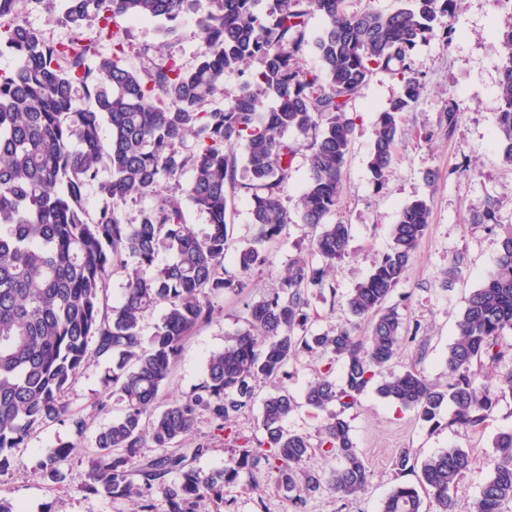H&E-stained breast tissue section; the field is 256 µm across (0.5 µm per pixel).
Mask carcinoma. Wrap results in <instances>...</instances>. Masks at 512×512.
<instances>
[{"mask_svg": "<svg viewBox=\"0 0 512 512\" xmlns=\"http://www.w3.org/2000/svg\"><path fill=\"white\" fill-rule=\"evenodd\" d=\"M346 0H211L198 19L203 49L193 69L169 61L143 70L123 64L127 33L118 21L153 20L158 32L175 33L194 13L196 0H47L50 15L72 37L50 44L15 10L17 0H0V54L9 51L17 67L0 73V474L11 466L7 451L24 446L38 428L68 415L65 393L90 358L107 365L106 394L122 414L95 436L89 489L107 496L142 497L130 480L139 464L145 486L162 484L164 509L148 498L139 512H197L206 498L224 501V487L260 467L278 475L292 512L321 487L304 464L314 448L334 456L329 489L342 499L364 492L370 471L355 448L348 422L331 416L317 442L286 427L297 401L281 388L262 401L260 435L240 438L239 415L253 409L254 382L282 381L288 363L302 353L342 363L341 381L320 371L304 392L318 410L356 405L372 389L432 426L444 403L454 406L448 425L478 429L512 394V376L496 389L476 381L473 367L504 356L502 337L512 329V231L502 240L495 268L466 301L457 334L448 346V383L438 385L413 368L382 376L396 358L404 318L387 300L408 271L428 227L429 207L417 199L405 205L393 225L389 250L347 299L350 313L368 323V334L340 326L326 333L309 329L313 289H322L326 268L345 257L351 225L330 224L339 203L344 167L355 132L349 104L377 71L397 79L399 95L378 113L368 170L375 185L387 180L398 140V117L417 101L422 76L411 66L420 45L452 44L460 0H403L382 12L373 7L350 13ZM323 20L312 36L310 18ZM112 42V55L95 52L84 32ZM503 48L496 96L498 144L512 165V27L500 36ZM311 51L316 68L298 59ZM251 59L248 74L225 107H210L224 73ZM273 105L266 107L264 100ZM110 136H102L103 127ZM307 139L308 177L298 198L301 223L316 230L312 255L293 260L279 288L245 303L246 326L228 337L206 360V379L185 397L158 408L159 399L184 342L214 318L212 298L269 260L270 245L294 222L281 193L299 149L288 134ZM243 147L249 182L238 184L234 148ZM108 177L99 180L101 169ZM192 171L186 193L208 216L198 236L177 201L158 193L166 180ZM99 181L101 203L89 212L84 185ZM246 193L255 233L237 251L236 282L224 279L228 251L226 213L235 207L232 190ZM155 196L139 218L126 222L120 205ZM500 201L487 197L476 223L500 222ZM171 255L155 265L159 251ZM125 277L121 300L106 303V282ZM163 313L151 335L143 325L157 307ZM207 417L224 435L242 440L224 468L203 474L173 448ZM157 448L153 457L144 448ZM81 451L57 444L40 469L57 475L55 464ZM473 454L450 448L418 460L408 448L394 458L397 473L420 467L419 486L392 487L381 512H422L424 490L439 512H505L512 504V429L500 432L487 460L489 474L478 496L458 503L451 491L471 470Z\"/></svg>", "mask_w": 512, "mask_h": 512, "instance_id": "carcinoma-1", "label": "carcinoma"}]
</instances>
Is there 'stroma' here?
<instances>
[{
	"label": "stroma",
	"mask_w": 512,
	"mask_h": 512,
	"mask_svg": "<svg viewBox=\"0 0 512 512\" xmlns=\"http://www.w3.org/2000/svg\"><path fill=\"white\" fill-rule=\"evenodd\" d=\"M209 10L208 0H198L197 11L180 25L178 36L163 42L151 22L127 23L129 48L127 67L140 70L149 62L173 58L190 68L198 61L201 45L199 16ZM457 37L452 45L433 41L420 46L412 56L413 66L424 76L418 102L402 114L401 138L396 159L383 188H376L368 171L377 112L399 92L398 81L389 73H374L350 110L356 129L345 165L341 201L331 222L352 227L346 256L330 270L321 292L311 299L313 332L324 333L351 322L347 298L353 288L373 270L391 244L390 231L401 208L416 199L426 200L429 224L407 273L394 289L389 305L405 318L402 344L389 371L412 367L435 383H446L445 358L456 335V322L472 291L479 288L501 248L504 225L512 224V168L503 164L495 145L498 127V61L501 45L497 34L512 27V6L493 0H462L453 20ZM149 56H142V48ZM456 99L462 117L456 126L446 118L449 99ZM501 201V223L477 224L474 210L486 196ZM312 231L303 224L289 225L283 242L271 251L270 264L253 271L248 288L225 290L215 304L218 311L209 324L198 329L185 343L183 353L169 378L167 396L191 393L205 379V359L223 348L227 334L244 325V304L267 296L296 257H310ZM330 369L340 376V364L301 356L288 365L284 381L263 380L256 388L264 399L286 387L299 405L289 416L288 429L316 436L326 421L327 411L303 403L302 397L316 370ZM104 362L92 359L67 391L65 401L70 419L37 430L24 447L13 449L10 469L0 475V497L20 504L25 512H138L140 497H106L86 491L88 458L96 431L121 413L120 405L110 411L96 408L102 396ZM451 405L440 411V427H432L415 416L367 392L358 404L344 413L354 444L363 456L371 478L358 497L337 499L328 487L308 496L303 512H380L381 502L398 480L416 483L415 475L398 477L393 460L399 449L409 448L418 459L450 448L471 451V470L459 482L455 495L460 501L475 498L488 475L486 460L499 432L512 428V397L503 398L490 420L479 429L448 425ZM89 424L83 437H76L72 418ZM77 441L82 452L58 463L60 479L39 470L58 442ZM207 444L202 455H194L198 444ZM196 468L211 472L224 468L234 456L233 439L225 438L207 418H199L193 433L181 443ZM225 507L203 501L199 512H289L288 496L279 490L277 475L261 470L256 480L241 476L224 489Z\"/></svg>",
	"instance_id": "obj_1"
}]
</instances>
